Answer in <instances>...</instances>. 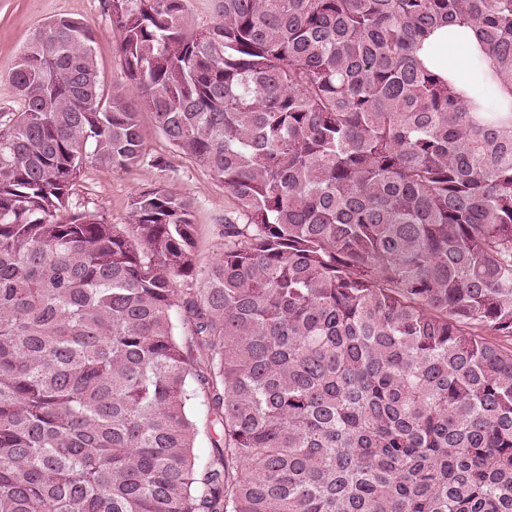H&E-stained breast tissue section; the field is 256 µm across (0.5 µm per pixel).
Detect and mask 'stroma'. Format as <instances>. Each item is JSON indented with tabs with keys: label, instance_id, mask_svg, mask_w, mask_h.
Returning a JSON list of instances; mask_svg holds the SVG:
<instances>
[{
	"label": "stroma",
	"instance_id": "1",
	"mask_svg": "<svg viewBox=\"0 0 512 512\" xmlns=\"http://www.w3.org/2000/svg\"><path fill=\"white\" fill-rule=\"evenodd\" d=\"M61 16L85 20L94 26L98 33L96 59L106 83L128 86L120 65L119 36L112 28L104 0H0V113L6 115L20 108L8 78L15 57L35 27ZM141 125L149 156L164 159L165 167L141 164L118 174L91 167L82 175L74 197L88 202L90 209L108 221L124 224L135 194L158 184L165 185L191 199L197 226V260L199 264H208L222 249L218 226L231 210L232 199L221 183L174 151L150 113H142Z\"/></svg>",
	"mask_w": 512,
	"mask_h": 512
}]
</instances>
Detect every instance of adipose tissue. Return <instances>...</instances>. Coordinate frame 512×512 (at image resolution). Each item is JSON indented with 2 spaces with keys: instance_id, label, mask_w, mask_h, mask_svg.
Here are the masks:
<instances>
[{
  "instance_id": "1",
  "label": "adipose tissue",
  "mask_w": 512,
  "mask_h": 512,
  "mask_svg": "<svg viewBox=\"0 0 512 512\" xmlns=\"http://www.w3.org/2000/svg\"><path fill=\"white\" fill-rule=\"evenodd\" d=\"M474 31L469 27L450 26L438 31L422 52L423 61L438 69L456 92L471 95L485 70Z\"/></svg>"
}]
</instances>
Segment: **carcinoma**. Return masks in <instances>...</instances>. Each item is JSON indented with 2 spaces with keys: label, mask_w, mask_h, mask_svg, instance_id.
<instances>
[{
  "label": "carcinoma",
  "mask_w": 512,
  "mask_h": 512,
  "mask_svg": "<svg viewBox=\"0 0 512 512\" xmlns=\"http://www.w3.org/2000/svg\"><path fill=\"white\" fill-rule=\"evenodd\" d=\"M106 7L139 103L79 19L9 72L0 512H512V0ZM470 22L463 98L417 52ZM140 108L233 201L204 266L163 185L128 224L73 206L146 161ZM193 414L198 426L194 452L198 460L206 463L213 455L212 437L217 438L211 424L212 418L208 414V407L199 401L193 405Z\"/></svg>",
  "instance_id": "cac0c4a2"
}]
</instances>
